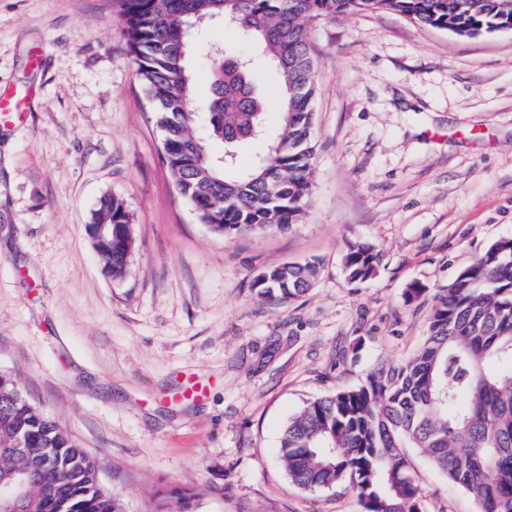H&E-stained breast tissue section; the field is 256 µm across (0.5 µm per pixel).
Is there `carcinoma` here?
Returning <instances> with one entry per match:
<instances>
[{
  "label": "carcinoma",
  "mask_w": 512,
  "mask_h": 512,
  "mask_svg": "<svg viewBox=\"0 0 512 512\" xmlns=\"http://www.w3.org/2000/svg\"><path fill=\"white\" fill-rule=\"evenodd\" d=\"M136 75L153 102L174 185L200 223L224 237L286 233L304 218L316 153L312 100L316 64L307 25L366 11L400 13L459 36L512 25L502 0H117ZM216 18L256 44L251 56L209 58L211 98L194 104V31ZM279 79V124L252 167L239 150L267 135L268 101L258 72ZM205 123L206 136L197 134ZM91 223L112 225L93 241L102 271L122 278L133 248L124 200L102 197ZM380 250L356 240L343 255L351 282L374 278ZM320 263H282L252 282L262 302L306 294ZM432 296L427 336L409 356L380 363L357 386L309 401L288 419L279 463L305 490L347 485L361 512H424L414 448L468 492L477 512H512V238L492 243L444 288H407L408 302ZM25 447L15 452L14 444ZM24 472V512H122L97 462L0 372V482Z\"/></svg>",
  "instance_id": "1"
}]
</instances>
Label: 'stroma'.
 Wrapping results in <instances>:
<instances>
[{
  "label": "stroma",
  "instance_id": "stroma-1",
  "mask_svg": "<svg viewBox=\"0 0 512 512\" xmlns=\"http://www.w3.org/2000/svg\"><path fill=\"white\" fill-rule=\"evenodd\" d=\"M316 156L286 234H212L177 192L115 0H0V85L35 90L0 129V371L100 464L123 512H360L346 487L304 490L276 460L309 400L413 351L430 300L512 238V31L473 38L377 11L309 26ZM42 50L33 64L34 50ZM106 194L133 226L126 275L87 232ZM380 250L347 281L349 239ZM319 261L294 301L255 275ZM361 351H354V344ZM200 383V399L184 397ZM425 512H476L410 451Z\"/></svg>",
  "mask_w": 512,
  "mask_h": 512
}]
</instances>
